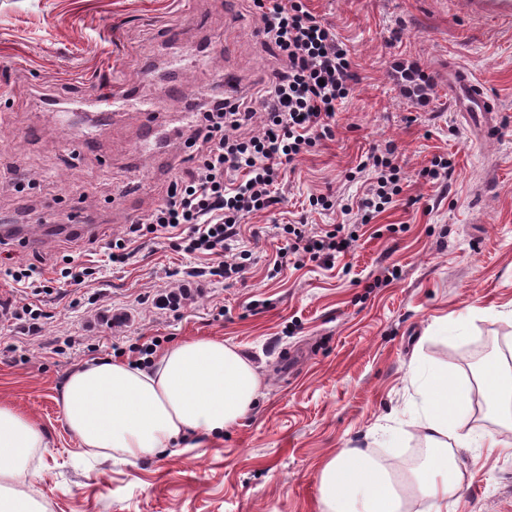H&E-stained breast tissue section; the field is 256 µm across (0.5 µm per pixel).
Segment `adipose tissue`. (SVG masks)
Segmentation results:
<instances>
[{"label": "adipose tissue", "instance_id": "obj_1", "mask_svg": "<svg viewBox=\"0 0 512 512\" xmlns=\"http://www.w3.org/2000/svg\"><path fill=\"white\" fill-rule=\"evenodd\" d=\"M410 374L421 380L415 423L431 450L422 469L397 478L361 450L347 449L320 472L325 512H410L406 488L428 498L432 512H448V500L461 485L456 449L495 447L494 437L463 430L465 384L442 369L424 373L414 367ZM481 382L512 425V369L487 359ZM259 385L254 367L235 347L203 337L170 346L148 368L99 361L75 370L62 390L61 409L82 447L139 459L178 447L191 435H222L249 412ZM43 445L32 419L0 403V512H42L13 484Z\"/></svg>", "mask_w": 512, "mask_h": 512}]
</instances>
